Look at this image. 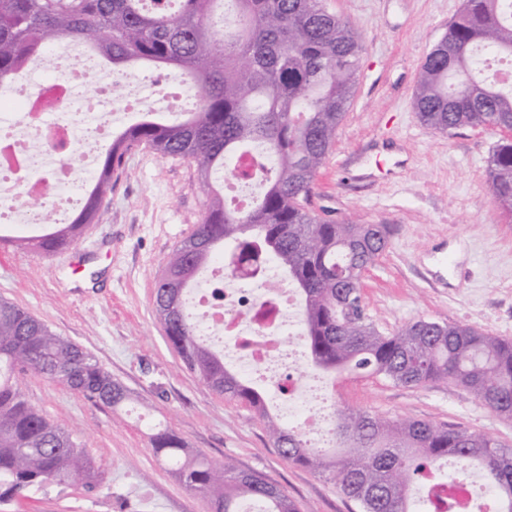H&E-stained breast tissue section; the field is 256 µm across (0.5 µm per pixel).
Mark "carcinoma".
<instances>
[{
  "label": "carcinoma",
  "mask_w": 512,
  "mask_h": 512,
  "mask_svg": "<svg viewBox=\"0 0 512 512\" xmlns=\"http://www.w3.org/2000/svg\"><path fill=\"white\" fill-rule=\"evenodd\" d=\"M61 40L88 44L112 64L115 96L136 66L173 65L191 77L199 104L172 122L147 116L129 126L102 155L81 211L58 224L50 208H41L46 232L16 237L15 246L50 255L69 245L98 219L133 146L195 162L211 190L207 212L155 287L156 318L183 366L253 408L285 458L328 474L360 512H432L411 489L445 458L462 474L481 472L493 493L489 512H512V448L466 427L337 409L332 433L342 447L324 453L267 413L263 392L225 366L185 301L201 268L226 252L241 264L265 256L288 272L303 297L300 342L312 369L411 388L446 380L512 419V340L430 319L380 332L359 282L385 252L391 226L334 220L304 205L358 81L357 28L330 13L324 0H0V88ZM501 61L512 62V0H463L420 68L413 109L421 123L442 133L512 130V80H500L494 69ZM243 154L258 159L262 191L242 210L210 179ZM487 177L512 219V138L494 147ZM28 372L110 409L130 399L92 354L1 298L0 503L51 484L98 488L101 473L90 452L25 398L14 375ZM150 443L187 489L210 499L213 512H241L244 499L261 502L264 512H297L261 473L227 460L213 464L169 428L154 432Z\"/></svg>",
  "instance_id": "cac0c4a2"
}]
</instances>
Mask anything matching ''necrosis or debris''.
<instances>
[{
    "label": "necrosis or debris",
    "instance_id": "necrosis-or-debris-1",
    "mask_svg": "<svg viewBox=\"0 0 512 512\" xmlns=\"http://www.w3.org/2000/svg\"><path fill=\"white\" fill-rule=\"evenodd\" d=\"M47 63L59 72V79L42 83L35 80L33 70L20 73L8 98L18 102L21 110L8 133L0 132V183L8 182L15 197L30 202L26 208L0 206V219L9 214L17 224H37L44 205L65 217L75 199L64 189L79 178L74 158L87 135L111 128L114 110L136 113L151 107L153 96L161 91L160 84L146 86L131 78L125 82L122 99L100 91L88 112L77 100L76 90L101 75L100 63L62 49ZM224 275V267L211 269L192 296V307L200 311L201 330L223 338L227 361L245 373L266 378L287 355L285 336L300 334L289 318L297 299L290 289H267L268 273H255L249 265L236 271L240 289H223Z\"/></svg>",
    "mask_w": 512,
    "mask_h": 512
}]
</instances>
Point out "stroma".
Masks as SVG:
<instances>
[{
	"instance_id": "35a3bbf8",
	"label": "stroma",
	"mask_w": 512,
	"mask_h": 512,
	"mask_svg": "<svg viewBox=\"0 0 512 512\" xmlns=\"http://www.w3.org/2000/svg\"><path fill=\"white\" fill-rule=\"evenodd\" d=\"M463 0H326L360 32L356 90L320 169L310 209L335 219L393 227L365 272L367 312L386 333L420 318L512 339V221L486 182L500 130L441 133L420 123L412 99L426 54ZM208 190L192 161L132 148L100 217L50 255L16 247L0 228V297L93 354L130 392L118 410L28 374L19 386L55 423L74 430L105 480L89 491L49 485L0 512H213L186 489L150 444L167 427L214 463L232 459L280 485L299 512H353L327 477L292 463L248 405L183 369L154 312L158 275L203 220ZM447 266H440V259ZM333 403L442 427L465 426L512 448V420L468 391L437 380L409 388L377 377L318 372Z\"/></svg>"
}]
</instances>
